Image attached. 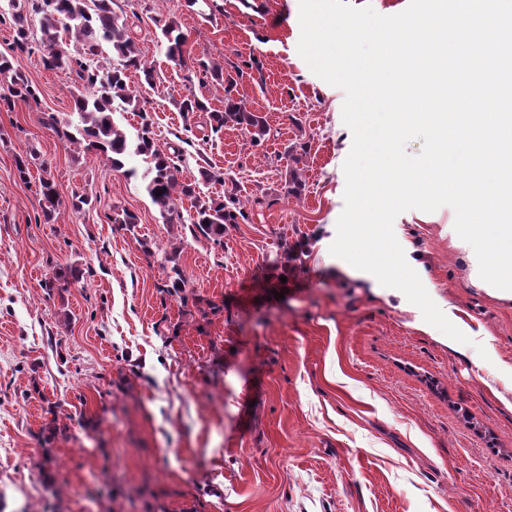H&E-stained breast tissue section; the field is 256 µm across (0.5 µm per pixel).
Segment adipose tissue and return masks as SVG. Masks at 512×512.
Instances as JSON below:
<instances>
[{"mask_svg": "<svg viewBox=\"0 0 512 512\" xmlns=\"http://www.w3.org/2000/svg\"><path fill=\"white\" fill-rule=\"evenodd\" d=\"M466 138L484 153L476 178L455 184V191L472 198L480 185L502 184V175L512 169V113L494 112L481 122L467 126L440 125L439 141ZM507 198H486L478 224L454 225L451 238L457 260L473 287L490 297L512 302V224L496 222Z\"/></svg>", "mask_w": 512, "mask_h": 512, "instance_id": "obj_1", "label": "adipose tissue"}]
</instances>
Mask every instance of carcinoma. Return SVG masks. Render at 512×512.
I'll list each match as a JSON object with an SVG mask.
<instances>
[{
    "label": "carcinoma",
    "mask_w": 512,
    "mask_h": 512,
    "mask_svg": "<svg viewBox=\"0 0 512 512\" xmlns=\"http://www.w3.org/2000/svg\"><path fill=\"white\" fill-rule=\"evenodd\" d=\"M9 10H0V25L12 28L13 49L28 52L33 49L29 41L32 18H37L41 33L38 49L48 69L64 68L75 74L71 91L73 109L78 113L80 126L76 133L66 129L57 131L58 136L71 145L88 142L106 156L112 169L124 171L128 177L137 176L136 169L125 168L124 159L138 155L146 164L143 174L145 191L155 204L165 222L182 221L178 211L183 199L191 201L193 214L189 215V230L192 235L201 234L217 246L224 245V228L246 219L238 198L230 195L201 196L197 182L181 183L177 159L160 151L154 142L152 123L147 112L140 106L136 93L128 85V73L139 72L143 80L152 84L155 71L142 59L141 50L127 19L119 16L113 5L115 0H8ZM161 40L165 43L166 56L173 62L186 63L187 36L179 22L173 18L160 28ZM112 50L115 63L102 70L94 65L103 47ZM0 81L7 85L9 94H0V105L11 107L17 100L39 103V91L27 76L14 68L9 56L0 53ZM131 110L140 113V128L134 137H129L114 120L117 112ZM179 111L186 115L210 112L214 122L213 131L225 126L239 127L257 143L267 135L262 117L249 111L244 103L227 94L223 110L210 107L194 95L186 96L179 103ZM40 207L44 221H51L60 212L64 200L56 184L46 178L39 179ZM162 194H156V191ZM110 220L114 224L131 228L137 216L128 209L115 205ZM171 275L162 285V291L177 296L187 303L185 282L177 254L168 257Z\"/></svg>",
    "instance_id": "carcinoma-1"
}]
</instances>
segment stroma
<instances>
[{"label":"stroma","mask_w":512,"mask_h":512,"mask_svg":"<svg viewBox=\"0 0 512 512\" xmlns=\"http://www.w3.org/2000/svg\"><path fill=\"white\" fill-rule=\"evenodd\" d=\"M115 10L157 73L128 83L158 147L180 150L182 181L223 172L202 191L235 194L248 219L220 247L164 223L142 181L46 125L50 113L78 123L73 74L15 55L40 102L0 111V512H512V304L466 281L448 206L404 211L393 229L468 343L372 274L338 268L352 133L344 91L298 53L299 0ZM170 16L188 37L184 67L157 39ZM204 62L223 65L263 117L264 140L213 131L208 112L184 119L187 94L224 105ZM26 153L25 184L14 157ZM43 175L96 206L44 223ZM116 204L137 214L134 228L110 222ZM176 243L185 304L160 290ZM66 265L83 280L46 288ZM57 422L66 435L50 436Z\"/></svg>","instance_id":"obj_1"}]
</instances>
